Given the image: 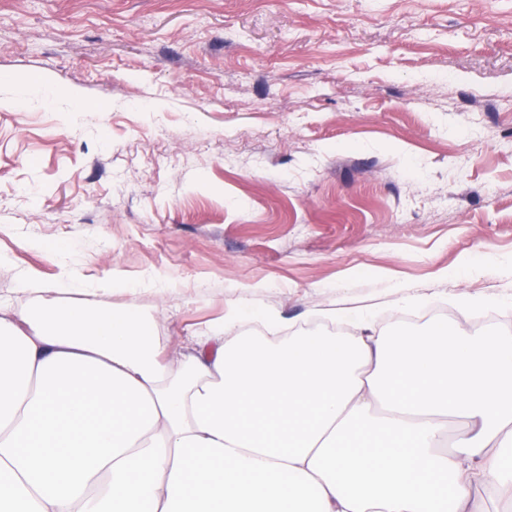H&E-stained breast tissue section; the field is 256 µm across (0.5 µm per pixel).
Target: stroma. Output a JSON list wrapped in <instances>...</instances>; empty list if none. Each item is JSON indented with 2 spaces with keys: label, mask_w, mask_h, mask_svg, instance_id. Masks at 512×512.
Masks as SVG:
<instances>
[{
  "label": "stroma",
  "mask_w": 512,
  "mask_h": 512,
  "mask_svg": "<svg viewBox=\"0 0 512 512\" xmlns=\"http://www.w3.org/2000/svg\"><path fill=\"white\" fill-rule=\"evenodd\" d=\"M63 250L178 353L407 293L512 331V0H0V294Z\"/></svg>",
  "instance_id": "1"
}]
</instances>
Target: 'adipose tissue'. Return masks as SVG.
<instances>
[{"mask_svg": "<svg viewBox=\"0 0 512 512\" xmlns=\"http://www.w3.org/2000/svg\"><path fill=\"white\" fill-rule=\"evenodd\" d=\"M80 285L0 299V512H512V336L331 311L354 335L268 338L234 307L179 362L164 311Z\"/></svg>", "mask_w": 512, "mask_h": 512, "instance_id": "adipose-tissue-1", "label": "adipose tissue"}]
</instances>
